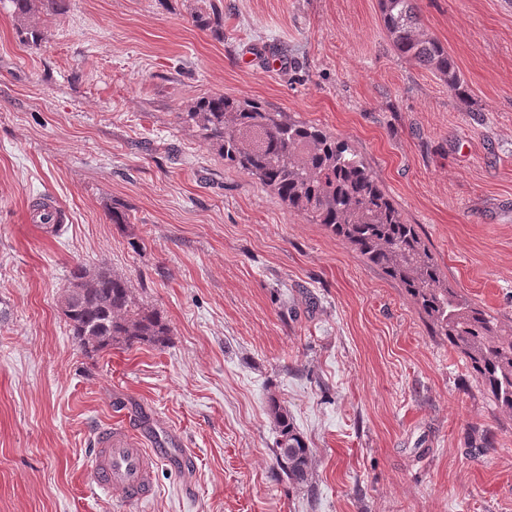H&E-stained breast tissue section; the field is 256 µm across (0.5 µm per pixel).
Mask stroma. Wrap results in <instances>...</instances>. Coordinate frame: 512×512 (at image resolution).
<instances>
[{"instance_id": "1", "label": "stroma", "mask_w": 512, "mask_h": 512, "mask_svg": "<svg viewBox=\"0 0 512 512\" xmlns=\"http://www.w3.org/2000/svg\"><path fill=\"white\" fill-rule=\"evenodd\" d=\"M215 2L220 35L201 0H69L36 47L0 0V512H512V416L464 358L179 118L224 94L348 142L449 286L512 322V0H417L473 112L395 55L378 0ZM41 197L60 232L30 221ZM78 263L127 278L166 344L84 352L59 306ZM273 400L312 487L278 473ZM120 416L195 469L159 465L139 504L93 493L92 436ZM204 6V8H202ZM203 6L194 15L193 19L197 26L203 29L217 31L224 28V13L212 0L203 1Z\"/></svg>"}]
</instances>
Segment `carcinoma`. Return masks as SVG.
<instances>
[{"instance_id":"obj_1","label":"carcinoma","mask_w":512,"mask_h":512,"mask_svg":"<svg viewBox=\"0 0 512 512\" xmlns=\"http://www.w3.org/2000/svg\"><path fill=\"white\" fill-rule=\"evenodd\" d=\"M9 2L22 24L21 42L28 45L47 38L37 18L58 17L67 9V0ZM379 5L397 55L436 73L449 91L464 96L463 79L447 48L421 30L417 0H379ZM194 22L217 31L224 28V13L208 0ZM182 118L216 144L225 161L258 180L292 211L326 227L404 288L433 333L448 339L496 407L512 415V324L498 321L448 286L415 225L406 222L356 149L285 112L223 94L192 102ZM59 305L86 352L162 344L169 336L162 317L136 299L125 278L108 269L75 266ZM271 413L279 433L277 467L289 481L309 483L310 448L288 411L274 403Z\"/></svg>"}]
</instances>
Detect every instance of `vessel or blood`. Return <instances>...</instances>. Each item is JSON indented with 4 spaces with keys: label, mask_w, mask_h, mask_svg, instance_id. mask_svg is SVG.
<instances>
[{
    "label": "vessel or blood",
    "mask_w": 512,
    "mask_h": 512,
    "mask_svg": "<svg viewBox=\"0 0 512 512\" xmlns=\"http://www.w3.org/2000/svg\"><path fill=\"white\" fill-rule=\"evenodd\" d=\"M94 459L85 478L100 492L120 494L125 502L141 503L155 494L154 474L159 464L187 468L189 449L176 440L148 443L146 434L134 433L128 424L105 423L94 433Z\"/></svg>",
    "instance_id": "vessel-or-blood-1"
}]
</instances>
